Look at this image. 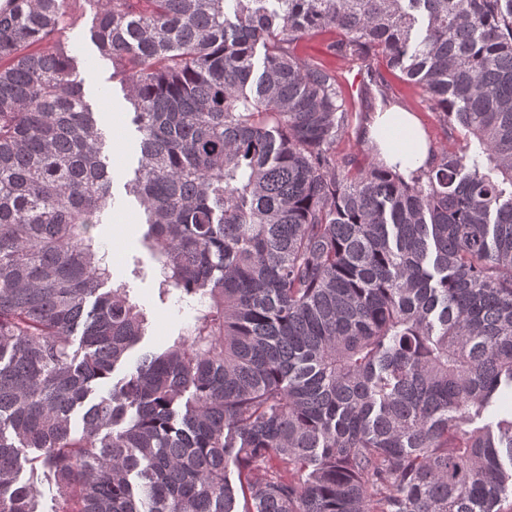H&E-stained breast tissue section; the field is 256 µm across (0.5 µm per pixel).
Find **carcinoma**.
Here are the masks:
<instances>
[{
  "label": "carcinoma",
  "instance_id": "obj_1",
  "mask_svg": "<svg viewBox=\"0 0 512 512\" xmlns=\"http://www.w3.org/2000/svg\"><path fill=\"white\" fill-rule=\"evenodd\" d=\"M70 2L0 6V512H38L26 464L52 512H493L512 494V0H101L141 244L191 313L118 380L148 318L93 233L112 177L54 41ZM327 34L382 106L377 55L476 150L407 176L337 157V76L293 48Z\"/></svg>",
  "mask_w": 512,
  "mask_h": 512
}]
</instances>
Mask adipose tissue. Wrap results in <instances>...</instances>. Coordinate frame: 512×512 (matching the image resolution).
<instances>
[{
  "label": "adipose tissue",
  "mask_w": 512,
  "mask_h": 512,
  "mask_svg": "<svg viewBox=\"0 0 512 512\" xmlns=\"http://www.w3.org/2000/svg\"><path fill=\"white\" fill-rule=\"evenodd\" d=\"M367 138L378 145L384 162L390 166H420L429 157L417 116L398 108L383 113L369 125Z\"/></svg>",
  "instance_id": "obj_1"
}]
</instances>
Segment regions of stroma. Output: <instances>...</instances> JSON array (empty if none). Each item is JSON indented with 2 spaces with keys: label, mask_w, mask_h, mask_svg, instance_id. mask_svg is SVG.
<instances>
[{
  "label": "stroma",
  "mask_w": 512,
  "mask_h": 512,
  "mask_svg": "<svg viewBox=\"0 0 512 512\" xmlns=\"http://www.w3.org/2000/svg\"><path fill=\"white\" fill-rule=\"evenodd\" d=\"M99 6L96 0H77L70 22L59 35L76 56L77 70L86 78V101L97 112L102 124L107 125V163L112 172V204L102 224L96 226L95 236L109 249V261L114 280L127 282L134 300L148 313L146 335L142 349L164 347L178 335L185 321L179 315L175 301L158 297L155 282V264L141 243L142 215L138 206L127 197L124 185L134 176L139 153L140 135L131 119L132 107L120 83L112 79L109 62L101 61L91 33ZM326 38L316 37L300 41L297 53L305 58L323 62L336 70L343 94L351 108L349 124L337 145L336 153L354 160L356 165L371 161L373 154L364 140V130L370 124L380 103L363 97L364 74L357 63L343 57L329 55ZM374 66L386 80L394 104L415 113L429 147L434 150H459L466 143L465 132L459 126L446 124L423 97L420 88L406 81L400 72L389 71L383 60Z\"/></svg>",
  "instance_id": "stroma-1"
}]
</instances>
